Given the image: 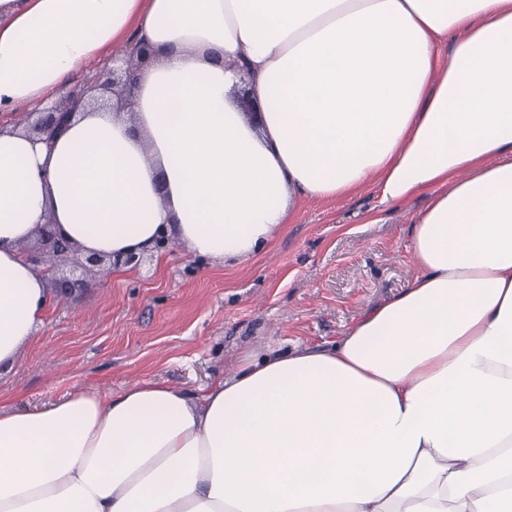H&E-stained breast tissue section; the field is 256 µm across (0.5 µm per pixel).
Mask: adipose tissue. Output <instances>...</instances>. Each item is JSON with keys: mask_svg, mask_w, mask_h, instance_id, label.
I'll list each match as a JSON object with an SVG mask.
<instances>
[{"mask_svg": "<svg viewBox=\"0 0 512 512\" xmlns=\"http://www.w3.org/2000/svg\"><path fill=\"white\" fill-rule=\"evenodd\" d=\"M132 41L156 60L127 110L79 103L49 144L0 123V369L44 323L48 222L244 263L370 184L427 195L416 272L198 393L0 409V512H512V0H0V115Z\"/></svg>", "mask_w": 512, "mask_h": 512, "instance_id": "1", "label": "adipose tissue"}]
</instances>
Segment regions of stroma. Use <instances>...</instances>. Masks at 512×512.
I'll return each mask as SVG.
<instances>
[{"label": "stroma", "mask_w": 512, "mask_h": 512, "mask_svg": "<svg viewBox=\"0 0 512 512\" xmlns=\"http://www.w3.org/2000/svg\"><path fill=\"white\" fill-rule=\"evenodd\" d=\"M426 203L385 212L370 187L308 200L241 264L196 258L173 242L129 275L65 268L80 285L0 374V407L41 408L148 380L196 391L246 357L336 339L413 277L408 226Z\"/></svg>", "instance_id": "obj_1"}]
</instances>
